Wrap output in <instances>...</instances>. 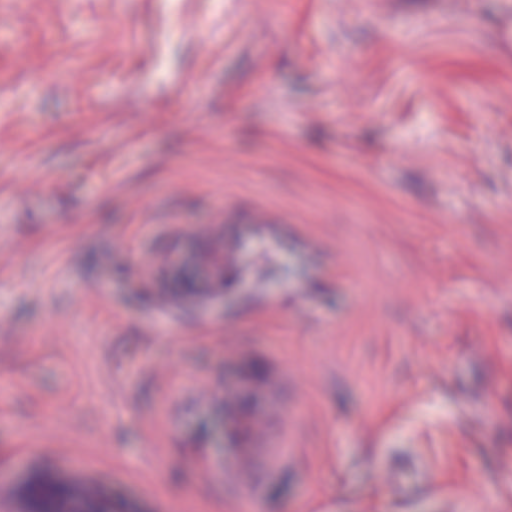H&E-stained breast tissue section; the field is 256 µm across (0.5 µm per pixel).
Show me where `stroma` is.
<instances>
[{
    "label": "stroma",
    "instance_id": "stroma-1",
    "mask_svg": "<svg viewBox=\"0 0 512 512\" xmlns=\"http://www.w3.org/2000/svg\"><path fill=\"white\" fill-rule=\"evenodd\" d=\"M244 396L296 421L251 504L199 477ZM29 471L112 512H512V0L0 12L8 512ZM202 261L209 267L211 284L216 287L226 271L235 261V252L224 238L220 244L208 253L203 254Z\"/></svg>",
    "mask_w": 512,
    "mask_h": 512
}]
</instances>
